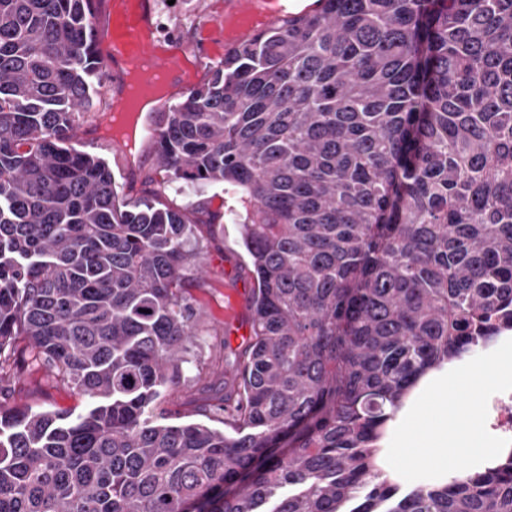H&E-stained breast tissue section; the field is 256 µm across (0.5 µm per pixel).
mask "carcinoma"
<instances>
[{
	"mask_svg": "<svg viewBox=\"0 0 512 512\" xmlns=\"http://www.w3.org/2000/svg\"><path fill=\"white\" fill-rule=\"evenodd\" d=\"M91 0H0V355L93 401L0 408V512H512V452L382 477L428 371L512 330V0H316L161 113L172 179L224 186L253 267L224 429L176 421L202 220L75 147Z\"/></svg>",
	"mask_w": 512,
	"mask_h": 512,
	"instance_id": "1",
	"label": "carcinoma"
}]
</instances>
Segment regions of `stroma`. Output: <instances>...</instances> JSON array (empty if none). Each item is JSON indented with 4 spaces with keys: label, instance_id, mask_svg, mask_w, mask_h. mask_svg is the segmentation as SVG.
I'll use <instances>...</instances> for the list:
<instances>
[{
    "label": "stroma",
    "instance_id": "35a3bbf8",
    "mask_svg": "<svg viewBox=\"0 0 512 512\" xmlns=\"http://www.w3.org/2000/svg\"><path fill=\"white\" fill-rule=\"evenodd\" d=\"M153 43L162 64L176 63L181 86L172 90L166 106L179 103L185 91L205 82L228 47L249 37V26L237 15L233 0H154ZM113 83L101 75L96 95L81 118L80 149L102 157L112 169L121 193L137 200L158 195L167 206L189 215H203L208 223L189 247L195 253L187 276V296L200 311V332L189 346L178 388L169 397L170 409L196 418L203 402L202 389L233 378L237 364L224 349L226 330L249 320L246 293L253 286L251 263L235 225L225 223L224 212L234 206L223 186L197 193L172 181L159 164L150 143L136 144L138 165H131L113 147L108 136L98 135L103 112L114 100ZM0 404L36 411L71 409L86 412L91 402L64 384L56 372L36 358L26 341H18L9 360V376L0 384Z\"/></svg>",
    "mask_w": 512,
    "mask_h": 512
}]
</instances>
